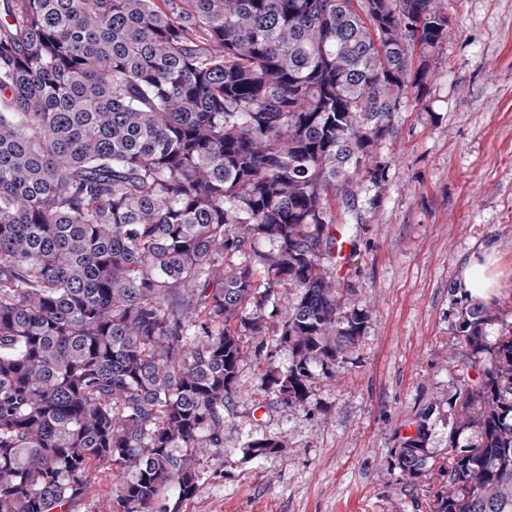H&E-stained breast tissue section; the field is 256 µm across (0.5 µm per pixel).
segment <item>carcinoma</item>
<instances>
[{
	"instance_id": "carcinoma-1",
	"label": "carcinoma",
	"mask_w": 512,
	"mask_h": 512,
	"mask_svg": "<svg viewBox=\"0 0 512 512\" xmlns=\"http://www.w3.org/2000/svg\"><path fill=\"white\" fill-rule=\"evenodd\" d=\"M442 2L0 0V512H72L98 466L115 512H180L224 457L247 334L288 350L263 375L282 403L331 377L370 314L332 275L330 202L385 184ZM510 314L460 306L430 512H512ZM413 425L389 461L410 488L429 475Z\"/></svg>"
}]
</instances>
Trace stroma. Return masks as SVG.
I'll list each match as a JSON object with an SVG mask.
<instances>
[{"label": "stroma", "mask_w": 512, "mask_h": 512, "mask_svg": "<svg viewBox=\"0 0 512 512\" xmlns=\"http://www.w3.org/2000/svg\"><path fill=\"white\" fill-rule=\"evenodd\" d=\"M444 5L452 31L427 92L394 115L384 186L359 192L346 301L368 307L364 336L297 407L261 381L287 368V350L244 337L224 457L201 459L181 512H430L426 487L406 488L387 459L423 413L428 465L448 463L464 263L494 248L496 305H512V0ZM262 436L282 438L284 450L245 457L243 445Z\"/></svg>", "instance_id": "obj_1"}]
</instances>
